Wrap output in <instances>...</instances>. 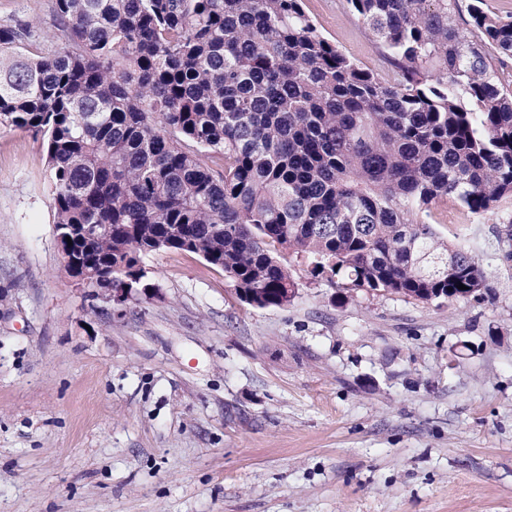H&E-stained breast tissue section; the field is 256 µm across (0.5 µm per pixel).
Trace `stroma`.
<instances>
[{"mask_svg": "<svg viewBox=\"0 0 512 512\" xmlns=\"http://www.w3.org/2000/svg\"><path fill=\"white\" fill-rule=\"evenodd\" d=\"M304 9L378 69L340 0ZM20 24L57 47L54 0H0ZM511 218L436 227L475 297L349 291L286 253L294 299L257 309L168 250L109 302L64 271L42 139L0 128V512H512Z\"/></svg>", "mask_w": 512, "mask_h": 512, "instance_id": "stroma-1", "label": "stroma"}]
</instances>
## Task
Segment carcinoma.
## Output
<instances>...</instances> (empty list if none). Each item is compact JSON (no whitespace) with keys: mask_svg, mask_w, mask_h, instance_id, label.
<instances>
[{"mask_svg":"<svg viewBox=\"0 0 512 512\" xmlns=\"http://www.w3.org/2000/svg\"><path fill=\"white\" fill-rule=\"evenodd\" d=\"M346 8L384 74L302 0H55L48 55L1 27L0 127L45 141L73 275L137 289L143 256L185 251L247 304L285 307L282 249L347 288L426 302L487 288L430 220L512 200V16L487 0Z\"/></svg>","mask_w":512,"mask_h":512,"instance_id":"obj_1","label":"carcinoma"}]
</instances>
